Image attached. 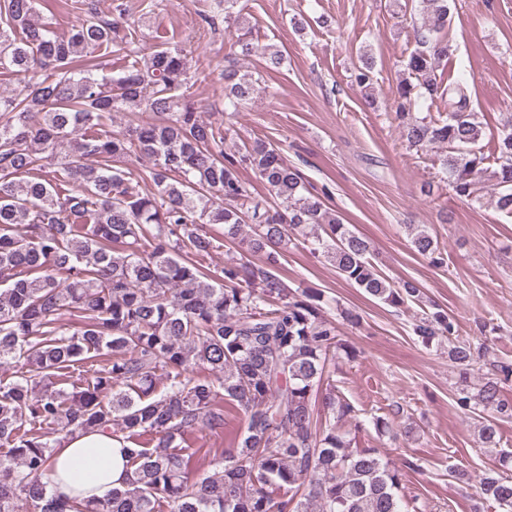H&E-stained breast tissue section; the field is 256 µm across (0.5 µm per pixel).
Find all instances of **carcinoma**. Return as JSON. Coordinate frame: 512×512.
I'll return each mask as SVG.
<instances>
[{
	"label": "carcinoma",
	"mask_w": 512,
	"mask_h": 512,
	"mask_svg": "<svg viewBox=\"0 0 512 512\" xmlns=\"http://www.w3.org/2000/svg\"><path fill=\"white\" fill-rule=\"evenodd\" d=\"M38 2L0 0V73L17 77L0 96V365L15 370L0 379V446L9 448L0 512H20L22 500L32 512H425L404 499L403 467L342 432L355 410L333 383L344 349L336 323L321 294L286 287L276 270L298 235L373 299L401 307L420 290L373 266L370 241L325 207L278 146L256 138L224 151L236 131L202 118L183 47H144L140 24L119 4L112 18L59 37L38 20ZM419 8L394 121L409 147L441 148L439 167L458 196L478 201L490 180L495 207L511 216L512 122L486 156L466 87L437 74L452 50L448 0ZM244 9L241 0H211L200 17L239 28ZM103 48L123 61L110 74L97 62ZM373 69L361 54L355 82L371 85ZM261 90L255 73L224 69V109L239 111ZM444 98L448 111L436 118L412 111ZM137 110L150 118L107 129L112 113ZM133 156L148 166H123ZM243 168L267 195L250 191ZM209 224L241 248L219 269L203 264L219 248ZM412 243L443 265L427 230L416 229ZM414 333L425 347L448 340V359L464 369L485 356L478 338H456L440 309ZM195 365L208 375L195 376ZM501 375L512 365L494 364L478 386L455 393L481 419L485 448L496 447L497 420L512 417ZM220 394L245 430L196 477L177 441L224 431ZM91 430L126 443L130 474L104 500H60L43 481L47 462L65 437ZM480 485L512 512L511 479L491 470Z\"/></svg>",
	"instance_id": "cac0c4a2"
}]
</instances>
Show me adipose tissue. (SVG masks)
Returning <instances> with one entry per match:
<instances>
[{
	"mask_svg": "<svg viewBox=\"0 0 512 512\" xmlns=\"http://www.w3.org/2000/svg\"><path fill=\"white\" fill-rule=\"evenodd\" d=\"M121 442L105 432L68 436L47 463L53 493L69 498H107L127 477Z\"/></svg>",
	"mask_w": 512,
	"mask_h": 512,
	"instance_id": "ef3b65f1",
	"label": "adipose tissue"
}]
</instances>
